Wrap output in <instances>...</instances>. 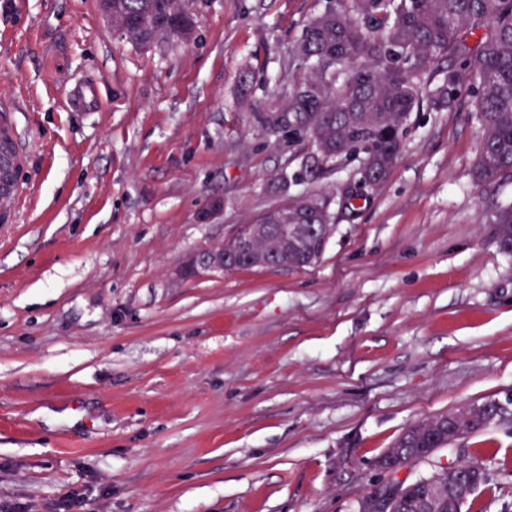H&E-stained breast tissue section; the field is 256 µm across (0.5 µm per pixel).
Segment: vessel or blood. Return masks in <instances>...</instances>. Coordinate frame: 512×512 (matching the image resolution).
Here are the masks:
<instances>
[{"label":"vessel or blood","instance_id":"b4317fda","mask_svg":"<svg viewBox=\"0 0 512 512\" xmlns=\"http://www.w3.org/2000/svg\"><path fill=\"white\" fill-rule=\"evenodd\" d=\"M13 101L0 102V223H13L24 188L17 178L20 169L29 163L22 148L21 129L13 116Z\"/></svg>","mask_w":512,"mask_h":512}]
</instances>
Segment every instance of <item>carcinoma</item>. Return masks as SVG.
<instances>
[{"instance_id":"obj_1","label":"carcinoma","mask_w":512,"mask_h":512,"mask_svg":"<svg viewBox=\"0 0 512 512\" xmlns=\"http://www.w3.org/2000/svg\"><path fill=\"white\" fill-rule=\"evenodd\" d=\"M189 0H112V29L135 46L186 41L195 23ZM295 73L288 102L266 100L260 111L288 113V137L304 141L299 170L279 190L318 177L344 162H357L351 180L377 187L397 163L412 113L441 112L467 93L475 98L481 143L474 177H512V0H328L311 17L290 53ZM322 224L319 231L291 230L278 239L266 225ZM486 223L502 253L512 255V202L494 203ZM262 246L276 250L286 267L320 263L335 230L330 200L303 192L248 225ZM512 422L497 400L470 404L414 423L389 452L400 468L452 447L456 435L479 436ZM390 512H448V467L401 480ZM442 493L431 498L436 488Z\"/></svg>"}]
</instances>
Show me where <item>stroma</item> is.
<instances>
[{
	"label": "stroma",
	"mask_w": 512,
	"mask_h": 512,
	"mask_svg": "<svg viewBox=\"0 0 512 512\" xmlns=\"http://www.w3.org/2000/svg\"><path fill=\"white\" fill-rule=\"evenodd\" d=\"M324 5L195 0L189 41L141 48L98 0H0V99L30 156L0 224V507L356 512L410 424L512 395V257L483 221L512 180H474L469 95L413 113L352 209L351 166L302 183L336 210L319 265L183 274L281 202L300 148L254 109ZM460 460L491 478L464 512H512V427L414 471Z\"/></svg>",
	"instance_id": "obj_1"
}]
</instances>
